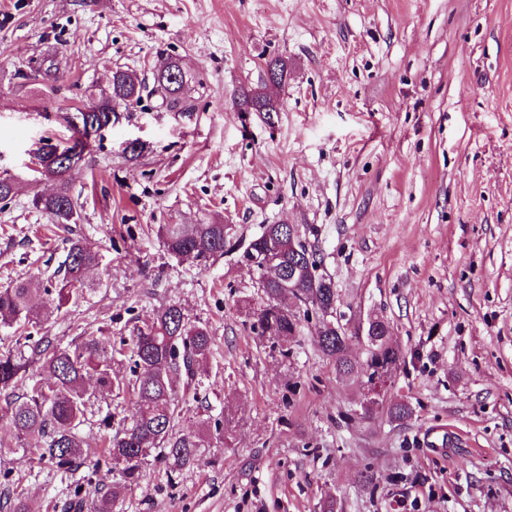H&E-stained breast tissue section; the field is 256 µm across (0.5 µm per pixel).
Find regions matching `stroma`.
<instances>
[{
    "instance_id": "obj_1",
    "label": "stroma",
    "mask_w": 512,
    "mask_h": 512,
    "mask_svg": "<svg viewBox=\"0 0 512 512\" xmlns=\"http://www.w3.org/2000/svg\"><path fill=\"white\" fill-rule=\"evenodd\" d=\"M170 57L193 111L114 103L68 175L76 223H52L32 204L56 189L34 149L69 142V108L113 72L150 87ZM272 59L281 111H240ZM1 175L20 186L0 203V288L51 278L69 239L100 254L78 303L34 296L33 336L111 337L125 379L122 346L160 308L213 337L206 398L184 396L176 425L199 436L197 462L154 451L112 512H512V0H0ZM207 219L232 241L299 225L346 321L389 322L404 361L373 413L365 378L322 355L316 315L286 356L252 332L261 292L238 251L203 265L166 251L161 225ZM399 402L408 417L390 415ZM98 404L81 429L95 459L133 399ZM5 412L0 394V485L30 512L116 481L26 467Z\"/></svg>"
}]
</instances>
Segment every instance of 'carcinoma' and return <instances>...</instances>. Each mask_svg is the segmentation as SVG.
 Returning a JSON list of instances; mask_svg holds the SVG:
<instances>
[{
  "label": "carcinoma",
  "instance_id": "carcinoma-1",
  "mask_svg": "<svg viewBox=\"0 0 512 512\" xmlns=\"http://www.w3.org/2000/svg\"><path fill=\"white\" fill-rule=\"evenodd\" d=\"M179 64L170 59L155 76L154 92L161 105L171 112L187 111L191 105L181 96L180 86L170 85L165 73ZM286 76L285 64L277 59L266 63L262 83L239 90L237 106L243 112H278V101L266 91L269 84H279ZM142 84L125 71L112 76V98L97 99L92 95L75 107L78 123L72 124L76 137L67 146L51 141L38 148L41 167L51 180L58 183L56 192L34 200V206L49 214L56 224H69L76 215V202L70 194L67 175L70 160L83 156L97 133L110 123L112 99L130 105L141 98ZM162 240L171 254L193 262H207L224 255L227 244L224 224H164ZM241 258L250 262L271 258L274 264L287 270L298 268L293 287L284 276L259 281L263 306L254 313L252 330L288 355V344L295 341L301 326L300 313L314 312L326 316L340 304L332 278L318 272L316 252L301 235L290 239L288 226L278 229L266 225L262 233L236 244ZM98 266V251L82 239L70 241L63 262V276L50 287H40L34 280L18 281L0 289V326L15 329L24 335L27 349L6 348L0 351V392H8L18 382L27 384V391L9 404L7 419L20 437L34 442L37 460H47L63 473H73L88 466L83 449L80 427L86 422L88 407L94 404L86 379L96 378L101 392H111L121 382L112 378V342L103 336L62 347L48 337L36 340L26 334L36 322L39 312L31 305L32 296L41 291L52 297L61 308L78 298L89 274ZM373 327L377 335L365 337V356L354 357L349 352L353 335L348 327L326 322L320 334V350L333 363L339 377L361 374L374 385L385 372L403 363V355L384 333L390 325L376 318ZM134 369L138 373L128 381L135 401L128 428L109 439L105 461L110 470L119 472L121 480L112 484L99 499L93 501L90 512H112V501L137 484L143 477L142 466L151 451L161 449L176 465L196 461L197 436L176 432L179 395L173 379L183 378L184 387H198L201 365L211 352L212 338L207 328L190 325L183 309L171 304L158 310L150 320L132 330Z\"/></svg>",
  "mask_w": 512,
  "mask_h": 512
}]
</instances>
